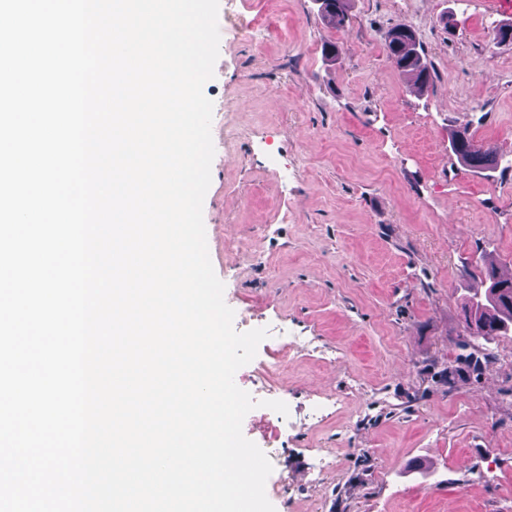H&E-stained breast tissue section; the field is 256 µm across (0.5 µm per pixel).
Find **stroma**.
<instances>
[{"label":"stroma","mask_w":512,"mask_h":512,"mask_svg":"<svg viewBox=\"0 0 512 512\" xmlns=\"http://www.w3.org/2000/svg\"><path fill=\"white\" fill-rule=\"evenodd\" d=\"M349 17L219 0L203 219L235 329L268 331L235 374L258 402L243 433L275 512H512V335L469 365L461 309L476 252L512 276V171L462 166L449 137L512 157V42L493 37L512 15L352 0ZM396 27L425 48L427 92L387 53Z\"/></svg>","instance_id":"35a3bbf8"}]
</instances>
